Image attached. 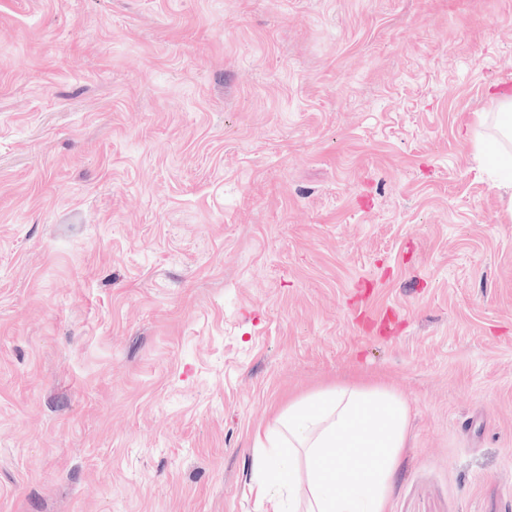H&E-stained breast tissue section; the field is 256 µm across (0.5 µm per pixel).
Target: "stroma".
<instances>
[{"label":"stroma","instance_id":"35a3bbf8","mask_svg":"<svg viewBox=\"0 0 512 512\" xmlns=\"http://www.w3.org/2000/svg\"><path fill=\"white\" fill-rule=\"evenodd\" d=\"M505 89L512 0H0V512H258L256 428L358 380L391 512H512ZM473 123L480 130L477 133L484 157L480 175H487L498 189L512 190V95L500 94L496 111L475 113ZM488 127L496 130L497 137L483 136L482 130Z\"/></svg>","mask_w":512,"mask_h":512}]
</instances>
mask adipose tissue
Masks as SVG:
<instances>
[{
  "instance_id": "ef3b65f1",
  "label": "adipose tissue",
  "mask_w": 512,
  "mask_h": 512,
  "mask_svg": "<svg viewBox=\"0 0 512 512\" xmlns=\"http://www.w3.org/2000/svg\"><path fill=\"white\" fill-rule=\"evenodd\" d=\"M481 174L512 190V95L474 115ZM408 439V406L392 387L344 384L289 402L257 442L254 493L262 512H390Z\"/></svg>"
}]
</instances>
